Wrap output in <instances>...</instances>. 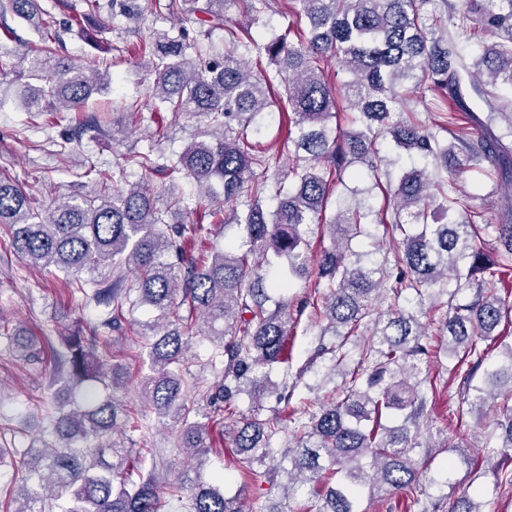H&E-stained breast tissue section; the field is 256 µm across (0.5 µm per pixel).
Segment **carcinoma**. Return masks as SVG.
<instances>
[{"instance_id": "cac0c4a2", "label": "carcinoma", "mask_w": 512, "mask_h": 512, "mask_svg": "<svg viewBox=\"0 0 512 512\" xmlns=\"http://www.w3.org/2000/svg\"><path fill=\"white\" fill-rule=\"evenodd\" d=\"M274 0H242L251 25L224 17V0H84L81 17L98 20L107 9L126 28L145 16L176 19L153 31L135 52L154 76L158 112L200 117L194 139L168 156L151 147L127 152L109 174L85 160L91 190L35 206L33 192L0 174V229L28 264L63 273L112 270V281L92 280V292L76 286L86 302L102 308L97 324L62 331L52 348L56 372L49 388L50 428L24 448H0V458L19 455L28 484L18 505L6 512H160V486L143 473L133 449L115 435L137 421L126 402L124 361L148 357L151 373L140 384L144 402L178 428L182 448L196 459L170 495L191 494L190 512H244L240 499L224 494L223 478L203 475L209 448L207 423H224L245 475L257 482L282 472L288 495L304 484L321 486L315 502L292 512H364V497L403 494L420 512H434L420 482L418 455L429 458L431 432L424 424L428 400L447 387L440 374L423 371L432 349L427 326L448 337L441 344L452 372L461 375L459 418L469 415L484 447L512 450V195L503 197L506 220L495 226L500 244L487 253L480 243L488 224H477L467 195L448 177L454 154L448 133L466 162H485L487 177L512 185V113L506 133L495 131L496 113L482 117L469 92L482 94L475 77L512 89V0H440L445 16L429 15L431 0H292L310 31L256 37ZM0 8L40 36L17 63L0 74L23 84L27 112H79L109 79L94 64L76 65L60 55L55 17L39 0H5ZM496 41L468 63L461 44L476 29ZM224 32L219 49L203 37ZM265 57L275 70L255 76L245 57ZM335 60L351 79L335 85L325 65ZM427 89L451 100L448 121L404 112L403 92ZM288 110V152L268 155L256 138L273 119L272 107ZM464 113L470 128L458 126ZM417 157L394 183L382 184L385 142ZM136 168L140 180L128 182ZM285 171L270 179V172ZM160 173L192 181L195 197L208 202V216L232 205L241 235L213 249L211 260L185 256L202 224L171 223L169 213L187 210L184 195L163 202L151 193ZM372 186L336 197L345 177ZM314 225L331 244L313 250ZM393 243V259L381 254L378 235ZM393 268H387L388 263ZM138 274L125 285V270ZM455 288L448 289V273ZM316 275L315 289L292 304L297 279ZM445 296L447 300L439 301ZM387 301L375 313L374 304ZM147 313L133 318L135 310ZM307 317L317 345L311 362L327 359L342 377L327 399L291 405L304 375L276 364L289 362L288 339ZM145 340L138 351L112 352L127 333ZM199 336L223 343L224 373L199 390L207 422L190 420L183 392V359ZM18 360L32 361L37 342L14 343ZM489 342L500 359L488 361ZM276 395L280 407L264 419L245 418L238 399ZM295 424L288 448L273 439ZM269 464L257 471L254 464ZM448 512H482L462 495Z\"/></svg>"}]
</instances>
